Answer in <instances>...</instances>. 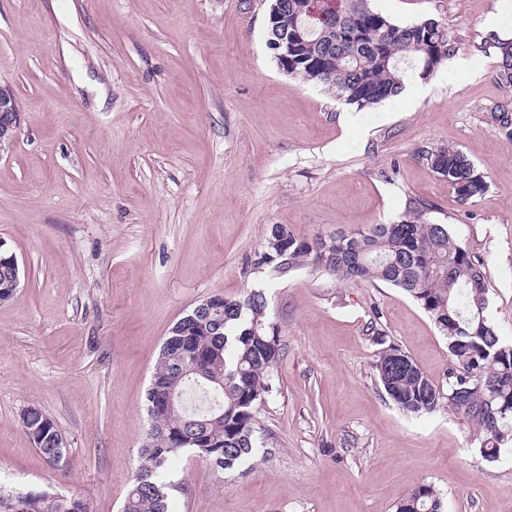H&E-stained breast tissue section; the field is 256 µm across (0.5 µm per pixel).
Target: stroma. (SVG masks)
Returning <instances> with one entry per match:
<instances>
[{
	"instance_id": "1",
	"label": "stroma",
	"mask_w": 512,
	"mask_h": 512,
	"mask_svg": "<svg viewBox=\"0 0 512 512\" xmlns=\"http://www.w3.org/2000/svg\"><path fill=\"white\" fill-rule=\"evenodd\" d=\"M369 4L444 23L454 52L347 126V104L280 69L268 0H0V86L22 112L0 150V238L21 274L0 303L1 488L120 512L170 328L207 297L260 290L282 353L255 456L228 472L176 456L174 512H395L423 483L445 512H512V453L485 459L459 413L404 415L377 382L389 344L444 380L448 341L417 303L258 263L271 225L309 241L419 203L481 259L487 315L512 343V134L496 122L512 86L482 49L500 0ZM434 145L474 162L482 197L459 204L419 162ZM31 406L55 421L67 468L23 428Z\"/></svg>"
}]
</instances>
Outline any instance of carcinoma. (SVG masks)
<instances>
[{
    "label": "carcinoma",
    "instance_id": "1",
    "mask_svg": "<svg viewBox=\"0 0 512 512\" xmlns=\"http://www.w3.org/2000/svg\"><path fill=\"white\" fill-rule=\"evenodd\" d=\"M298 29L303 36L292 41L279 67L360 109L398 96L414 76L434 72L453 51L442 22L397 24L371 9L368 0H288V10L268 13V38L285 32L291 38ZM490 47L499 56V79L512 86V39L492 36ZM419 159L448 180L463 204L487 190L485 176L459 150L426 147ZM424 215V209H413L396 223L339 232L325 242L300 241L273 225L258 263L281 270L310 261L340 281L382 283L411 297L448 340L445 382L435 383L402 349L389 345L373 363L380 385L406 414L445 406L461 414L476 432L481 453L498 459L512 448V344L500 340L486 314L482 263L448 225ZM223 306L218 319L185 323L164 340L154 377L180 395L184 420L173 431L168 416L154 413L122 512H171V491L180 488L171 477L174 455L189 453L224 471L254 455V412L275 390L279 337L263 292L226 299ZM185 336L201 353L199 372L189 375L183 372ZM27 428L37 433V449L49 459L62 440L56 425L32 407ZM0 512L88 509L76 495L0 488ZM396 512H444V503L434 486L422 484L398 502Z\"/></svg>",
    "mask_w": 512,
    "mask_h": 512
}]
</instances>
